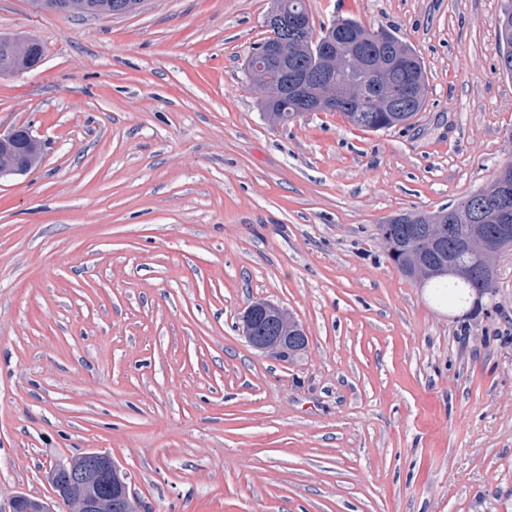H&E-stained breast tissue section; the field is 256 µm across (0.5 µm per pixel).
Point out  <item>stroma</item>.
Wrapping results in <instances>:
<instances>
[{"label": "stroma", "instance_id": "35a3bbf8", "mask_svg": "<svg viewBox=\"0 0 512 512\" xmlns=\"http://www.w3.org/2000/svg\"><path fill=\"white\" fill-rule=\"evenodd\" d=\"M504 0H308L314 30L387 27L427 76L409 124L270 121L245 61L271 0L73 17L0 0L45 47L0 76V512L89 451L140 512H512V250L479 308L391 263L377 227L484 188L512 157ZM287 309L283 362L237 329ZM18 131L13 129L7 133L0 132V153L4 160L2 166L0 163L1 180L8 176L26 174L30 170L23 159ZM258 319L280 322L284 325L285 332L281 336H255L253 325ZM239 321L238 329L241 335L251 347L262 354L280 356L293 352L288 349V332L291 336H304L308 346V338L303 327L283 308L269 301H256L250 304L243 311Z\"/></svg>", "mask_w": 512, "mask_h": 512}]
</instances>
